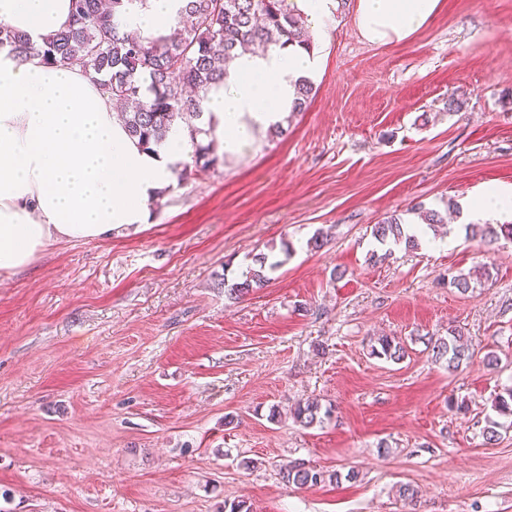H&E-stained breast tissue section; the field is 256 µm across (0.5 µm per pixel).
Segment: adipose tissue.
<instances>
[{
  "mask_svg": "<svg viewBox=\"0 0 512 512\" xmlns=\"http://www.w3.org/2000/svg\"><path fill=\"white\" fill-rule=\"evenodd\" d=\"M183 0H134L121 17L144 38L168 35ZM441 0H357L353 22L370 43L408 42L439 12ZM70 0H0V21L33 42L67 24ZM317 65L298 46L247 53L202 102L226 153H241L254 133L289 111L296 82ZM193 150L172 125L145 150L116 119L112 103L79 67L19 60L0 52V274L32 265L55 240L91 241L147 223L150 205ZM482 220L512 214V187L483 185L469 196Z\"/></svg>",
  "mask_w": 512,
  "mask_h": 512,
  "instance_id": "1",
  "label": "adipose tissue"
}]
</instances>
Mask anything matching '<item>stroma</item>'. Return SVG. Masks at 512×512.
I'll list each match as a JSON object with an SVG mask.
<instances>
[{"label":"stroma","mask_w":512,"mask_h":512,"mask_svg":"<svg viewBox=\"0 0 512 512\" xmlns=\"http://www.w3.org/2000/svg\"><path fill=\"white\" fill-rule=\"evenodd\" d=\"M354 9L315 35L316 95L285 137L174 179L146 224L0 275V512H512V418L483 438L512 385V243L465 234L474 188L512 186V0H441L390 45ZM418 206L447 212V245L371 262L375 224ZM259 253L269 283L227 298ZM485 263L492 282L441 283ZM454 328L476 352L451 372L432 344ZM381 336L407 356L372 357ZM309 398L331 419L295 423ZM297 460L358 477L299 488L280 474Z\"/></svg>","instance_id":"stroma-1"}]
</instances>
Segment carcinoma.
<instances>
[{
	"mask_svg": "<svg viewBox=\"0 0 512 512\" xmlns=\"http://www.w3.org/2000/svg\"><path fill=\"white\" fill-rule=\"evenodd\" d=\"M132 2L111 0L108 6L103 0H71L68 25L40 44L0 22V50L6 49L21 60L36 54L49 63L78 66L91 77L100 78L103 93L120 106L119 121L145 149L160 144L172 124L182 125L195 151L193 163L184 165L179 173L181 178L195 171L205 172L219 162L213 128L199 126L203 116L200 92L224 82L237 51L249 46L261 51L286 44L307 49L313 46L307 18L287 0H185L182 26L167 37L148 41L129 36L121 27V10ZM312 93L313 82L299 80L291 111H303ZM201 135L211 140L204 144L198 141ZM466 229L490 244L501 239L512 242V224H468ZM373 236L381 245L417 244L416 236L408 234L398 215L374 225ZM253 262L240 280L224 283L229 295L238 297L264 285L269 280L267 272L278 267L264 254ZM492 278L491 268L481 265L475 277L469 273L450 276L448 286L466 293L472 283ZM371 354L398 363L408 350L400 339L381 336ZM432 357L455 371L472 361L474 351L454 329L448 338L434 343ZM493 410L512 416V386L496 395ZM330 414L331 409H322L317 400L299 402L292 410L294 420L306 427L322 423ZM357 477L353 469L328 474L304 461H295L282 471L285 482L301 487Z\"/></svg>",
	"mask_w": 512,
	"mask_h": 512,
	"instance_id": "obj_1",
	"label": "carcinoma"
}]
</instances>
